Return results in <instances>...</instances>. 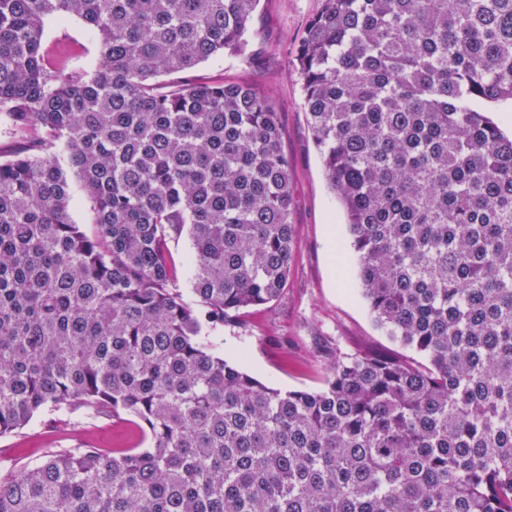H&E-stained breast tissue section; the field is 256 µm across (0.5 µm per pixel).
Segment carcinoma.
I'll return each instance as SVG.
<instances>
[{
    "label": "carcinoma",
    "instance_id": "obj_1",
    "mask_svg": "<svg viewBox=\"0 0 512 512\" xmlns=\"http://www.w3.org/2000/svg\"><path fill=\"white\" fill-rule=\"evenodd\" d=\"M259 0H0V436L109 412L144 448H55L0 512H512V0H322L292 68L378 328L317 391L212 333L288 283L292 165L272 98L187 80ZM92 30L97 64L44 46ZM97 235L70 219L67 169ZM201 305L188 307L170 244ZM78 44L85 46L87 54L74 59L75 65L89 69L95 65L94 39L88 26L78 18L61 20L49 19L45 24V45L47 49L56 50L62 45L77 48Z\"/></svg>",
    "mask_w": 512,
    "mask_h": 512
}]
</instances>
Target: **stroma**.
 I'll return each instance as SVG.
<instances>
[{"label": "stroma", "mask_w": 512, "mask_h": 512, "mask_svg": "<svg viewBox=\"0 0 512 512\" xmlns=\"http://www.w3.org/2000/svg\"><path fill=\"white\" fill-rule=\"evenodd\" d=\"M320 8L321 0H261L245 55L216 54L191 74L195 80L232 79L267 90L284 129L296 225L288 286L277 301L246 310L237 324L216 331L225 359L283 391L322 388L331 363L347 354L409 353L376 327L359 290L356 257L338 248L347 236L344 212L328 187L308 127L302 84L290 65L297 36ZM45 45L50 50L82 45L86 52L79 65L88 69L96 62L92 32L80 19L47 20ZM139 441L131 425L112 416L84 417L76 429L46 418L0 437V478L18 474L48 448H130Z\"/></svg>", "instance_id": "35a3bbf8"}]
</instances>
